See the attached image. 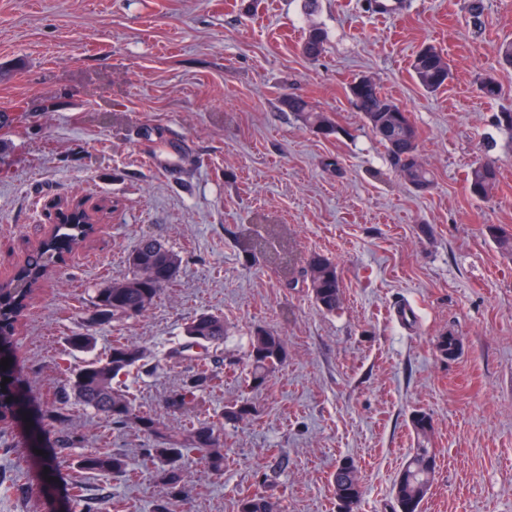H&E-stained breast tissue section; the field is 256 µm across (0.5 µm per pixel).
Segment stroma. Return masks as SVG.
<instances>
[{
	"instance_id": "1",
	"label": "stroma",
	"mask_w": 512,
	"mask_h": 512,
	"mask_svg": "<svg viewBox=\"0 0 512 512\" xmlns=\"http://www.w3.org/2000/svg\"><path fill=\"white\" fill-rule=\"evenodd\" d=\"M393 15L369 0H0V280L49 230L55 205L101 206L99 233L33 295L11 339L26 412L0 424V512H153L152 472L132 480L79 476L70 458L147 442L72 407L79 443L56 445L45 411L71 369L113 340L163 355L196 314L222 315L234 370L204 394L207 413L246 398L250 421L224 428V474L193 462L175 512H237L245 494L284 512H337L328 477L339 461L360 471L357 512H393L392 486L417 436L411 415L432 419L438 467L423 512H512V255L487 231H512V0H402ZM325 33L322 55L301 51ZM425 44L452 77L435 93L410 63ZM494 76L502 93L480 91ZM372 77L405 107L419 154L434 173L423 191L391 164L348 85ZM299 96L342 128L323 136L283 104ZM501 181L472 199L474 161ZM182 258L177 278L142 316L94 325L96 346L66 338L92 314L97 288L125 276L142 237ZM331 258L343 287L335 313L319 310L299 277L311 256ZM271 329L288 357L260 388L248 387V339ZM458 338L456 356L436 349ZM193 357L155 375H131L141 405L164 399ZM60 467L45 478L43 464ZM83 483L82 499L73 484Z\"/></svg>"
}]
</instances>
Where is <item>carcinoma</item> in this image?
<instances>
[{
	"label": "carcinoma",
	"instance_id": "carcinoma-1",
	"mask_svg": "<svg viewBox=\"0 0 512 512\" xmlns=\"http://www.w3.org/2000/svg\"><path fill=\"white\" fill-rule=\"evenodd\" d=\"M325 41L324 32L311 28L305 34L302 52L311 59L319 57ZM411 70L417 83L428 92L445 86L451 76L450 65L434 46L426 45L415 53ZM288 111L294 113L306 126L326 131L332 135L341 132L325 112H318L301 97L283 101ZM393 100L385 95L379 85H374L358 96L354 106L364 119L377 141L399 173L410 169L407 181L426 187L431 184V172L426 165L414 163L419 155L418 132L407 112L393 114L388 107ZM500 173L491 163L471 167L466 177V190L477 200L489 198L499 183ZM492 237L498 248L512 255V232L495 225ZM83 230L79 224H59L55 232L42 240L27 255L11 278L0 283V339L10 340L15 331L16 317L26 310L34 288L43 278L48 265L61 266L63 257L80 246ZM129 272L120 280L98 288L93 297L95 318L103 322H120L143 315L171 284L180 272L182 259L162 241L154 237L142 238L128 258ZM302 281L317 304L325 312L340 308L342 292L336 264L329 258L315 255L301 272ZM227 327L224 317L199 313L184 323V342L167 354L169 361L184 358V352L193 347L203 350L197 368L187 375L181 385L169 392L165 399L166 410L173 415L193 414L204 393L214 389L224 377V337ZM94 343L88 328H81L66 338L71 351H85ZM250 366L249 385H265L287 358L283 338L266 329L256 330L249 340L247 353ZM153 359L148 348L116 340L103 357L87 359L70 373L61 402L47 410V418L60 426L65 425L72 404L92 410L112 426L133 427L149 439L142 449L139 468L155 473L163 487L165 500L155 505L154 512H172L171 505L183 500L187 493L186 463L191 457L200 460L216 476L224 474V426L236 425L256 416V406L248 399H241L224 406L221 422L192 419L179 426H171L164 419L143 409L129 391L125 378L133 371L144 370ZM27 407L21 395L0 394V417L7 418L14 409ZM431 422L429 415L416 411L412 415V428L418 445L412 449L406 464L392 488L397 512H422L423 501L432 487L436 453L427 447L432 430L421 427ZM75 470L91 475H110L130 478L135 473L128 457L119 451H96L76 457L71 462ZM330 482L336 501L361 497L358 470L335 469ZM238 512H281L280 503L261 493L247 494L238 500Z\"/></svg>",
	"mask_w": 512,
	"mask_h": 512
}]
</instances>
